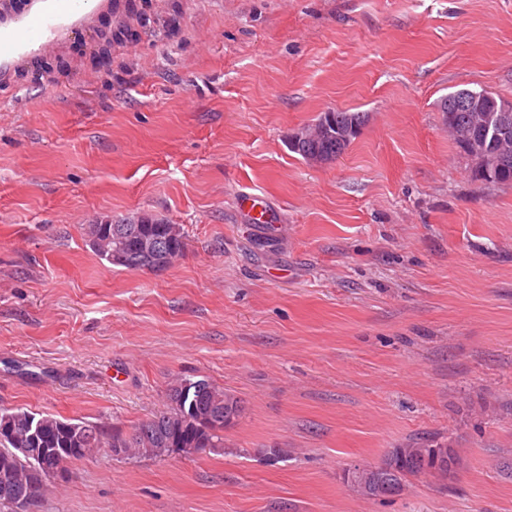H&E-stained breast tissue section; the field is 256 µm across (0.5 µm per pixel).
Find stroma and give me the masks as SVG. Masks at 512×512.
<instances>
[{
	"label": "stroma",
	"mask_w": 512,
	"mask_h": 512,
	"mask_svg": "<svg viewBox=\"0 0 512 512\" xmlns=\"http://www.w3.org/2000/svg\"><path fill=\"white\" fill-rule=\"evenodd\" d=\"M56 6L57 50L0 65V409L127 431L191 376L244 411L192 458L69 463L32 512H512V183L474 176L438 108L512 100V0H123L177 33L104 64L109 4ZM330 110L370 118L306 163L288 138ZM133 214L184 255L91 249L87 224ZM423 436L455 449L448 482L347 485Z\"/></svg>",
	"instance_id": "35a3bbf8"
}]
</instances>
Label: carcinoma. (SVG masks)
<instances>
[{
  "instance_id": "carcinoma-1",
  "label": "carcinoma",
  "mask_w": 512,
  "mask_h": 512,
  "mask_svg": "<svg viewBox=\"0 0 512 512\" xmlns=\"http://www.w3.org/2000/svg\"><path fill=\"white\" fill-rule=\"evenodd\" d=\"M506 98L493 94L477 98L467 112H447V98L440 100L443 120L457 146L462 141L477 142L485 153L495 159L497 169L491 176L480 179L494 184L512 182V133L499 136L487 128L483 117L497 109ZM369 120L367 112L329 111L321 113L306 138L291 147V151L312 163L336 159L361 134ZM124 233V248L128 251V270L162 271L185 251V238L178 224L164 218L131 215L116 224H89L85 235L91 248L106 260H112L116 249L115 232ZM162 238L172 241V250L144 254L138 238ZM243 411L241 399L207 379H181L167 393L166 409L124 432L109 430L90 421L59 419L52 415H37L15 409L0 411V484L12 481L21 487L32 483V500H37L43 484L38 482L34 467L36 458L54 463L84 458L95 448H120L128 460L163 458L178 454L189 458L197 448L224 447V407ZM448 449V457L456 461L454 449L434 437L412 439L403 448H394L385 459H392L397 470L390 478L389 490L382 499L401 495L409 478L448 472L435 462L433 450Z\"/></svg>"
}]
</instances>
